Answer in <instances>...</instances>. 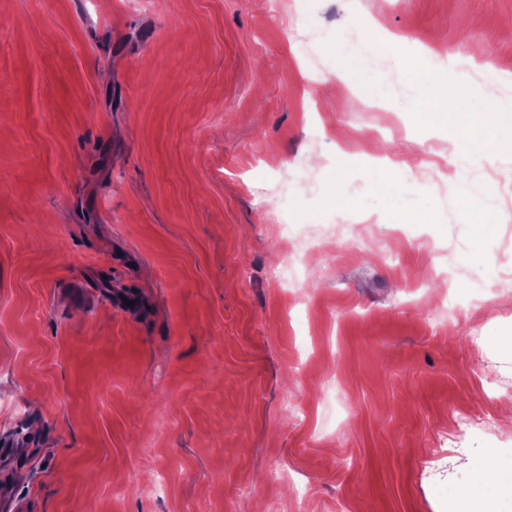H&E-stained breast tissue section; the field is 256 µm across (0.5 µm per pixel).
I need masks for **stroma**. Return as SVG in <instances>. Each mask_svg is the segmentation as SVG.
Returning <instances> with one entry per match:
<instances>
[{
  "label": "stroma",
  "instance_id": "obj_1",
  "mask_svg": "<svg viewBox=\"0 0 512 512\" xmlns=\"http://www.w3.org/2000/svg\"><path fill=\"white\" fill-rule=\"evenodd\" d=\"M392 34L480 49L512 106V0H0V489L28 512H457L443 474L512 512V398L482 396L512 290L432 181L462 141L394 140L405 78L371 116L331 57L310 85L314 38ZM370 219L368 255L327 233ZM284 224L322 237L294 288Z\"/></svg>",
  "mask_w": 512,
  "mask_h": 512
}]
</instances>
